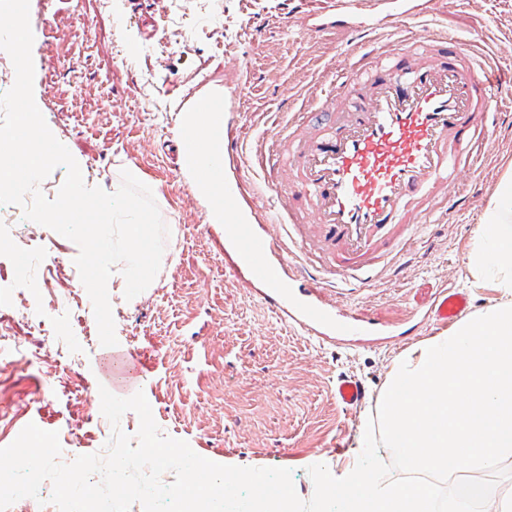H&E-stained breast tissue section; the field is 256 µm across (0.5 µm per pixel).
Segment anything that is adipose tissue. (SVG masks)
I'll return each mask as SVG.
<instances>
[{
    "mask_svg": "<svg viewBox=\"0 0 512 512\" xmlns=\"http://www.w3.org/2000/svg\"><path fill=\"white\" fill-rule=\"evenodd\" d=\"M177 123L184 134L193 135L192 146L183 153V168L193 179L197 195L207 203L206 218L211 224H248L252 217L245 210L224 208V123L197 111L194 102H187L178 110ZM213 164L217 170L211 180L196 178L200 166Z\"/></svg>",
    "mask_w": 512,
    "mask_h": 512,
    "instance_id": "1",
    "label": "adipose tissue"
}]
</instances>
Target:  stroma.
<instances>
[{
    "label": "stroma",
    "instance_id": "35a3bbf8",
    "mask_svg": "<svg viewBox=\"0 0 512 512\" xmlns=\"http://www.w3.org/2000/svg\"><path fill=\"white\" fill-rule=\"evenodd\" d=\"M431 5L443 32L512 79V0ZM301 8L302 0H30L34 85L47 126L89 178L108 185L123 166L136 167L170 235L149 288L129 301L111 294L117 343L106 347L74 263L77 244L11 206V222L0 223V334L15 336L25 360L0 369V447L33 423L58 432L62 449L104 451L112 425L99 388L122 398L141 391L163 435L214 462L291 469L307 500L309 466L325 464L336 477L355 466L396 357L439 335L423 316L438 291L467 292L474 313L491 304L495 293L473 286L466 254L512 164V108L499 110L481 170L456 184L465 205L418 229L423 256L407 280L334 291L341 312L372 311L386 335L306 332L265 303L263 285L246 286L232 271L225 229L206 223L184 174L173 107L223 90L224 136L245 148L237 196L264 223L252 200L271 192L253 146L309 107L357 48L340 28L308 40L284 27L283 17ZM343 376L367 388L353 412L332 395Z\"/></svg>",
    "mask_w": 512,
    "mask_h": 512
}]
</instances>
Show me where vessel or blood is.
Masks as SVG:
<instances>
[{"label":"vessel or blood","mask_w":512,"mask_h":512,"mask_svg":"<svg viewBox=\"0 0 512 512\" xmlns=\"http://www.w3.org/2000/svg\"><path fill=\"white\" fill-rule=\"evenodd\" d=\"M427 14L411 4L402 14L350 25L365 53L318 96L314 121L295 115L269 134L279 149L260 161L280 181L268 200L269 224L229 227L235 268L246 271L247 284L267 286V304L302 329L333 324L344 333L382 334V322L367 313L334 319L328 288H369L382 273L397 277L416 262L413 227L433 213L447 215L432 200L446 198L476 144L492 137L498 81L474 63L470 45L430 25L410 35L407 16ZM291 280L307 284V299L288 295ZM468 308L467 294L443 288L425 315L448 325ZM333 395L350 411L367 389L340 379Z\"/></svg>","instance_id":"vessel-or-blood-1"}]
</instances>
